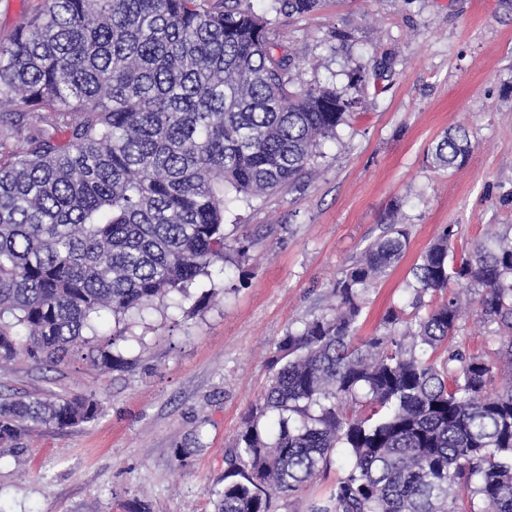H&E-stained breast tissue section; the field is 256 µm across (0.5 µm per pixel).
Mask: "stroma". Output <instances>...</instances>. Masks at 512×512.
Wrapping results in <instances>:
<instances>
[{"mask_svg": "<svg viewBox=\"0 0 512 512\" xmlns=\"http://www.w3.org/2000/svg\"><path fill=\"white\" fill-rule=\"evenodd\" d=\"M271 38L295 58V83L342 91L362 73L347 125L323 146L312 179L230 205L228 241L257 234L262 244L236 258L219 291L204 278L190 300L146 312L135 328L143 342L115 346L136 359L133 371L102 373L79 358L0 370L1 393L91 395L103 406L93 422L30 432L22 455L0 456V512H125L136 497L150 512H213L224 452L268 384V349L325 313L336 280L386 224L407 225L409 244L364 295L363 337L406 305L409 270L443 226L458 225L469 246L487 225L512 224V7L319 0L274 15ZM456 126L472 152L459 168H435L430 149ZM502 343L472 320L453 339L493 364L496 387L512 377ZM184 446L180 464L174 451ZM349 463L337 449L326 476L289 497L288 512H309Z\"/></svg>", "mask_w": 512, "mask_h": 512, "instance_id": "obj_1", "label": "stroma"}]
</instances>
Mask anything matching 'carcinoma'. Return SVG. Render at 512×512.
<instances>
[{"instance_id": "1", "label": "carcinoma", "mask_w": 512, "mask_h": 512, "mask_svg": "<svg viewBox=\"0 0 512 512\" xmlns=\"http://www.w3.org/2000/svg\"><path fill=\"white\" fill-rule=\"evenodd\" d=\"M44 0L0 43V364L102 372L136 360L98 339L136 337L135 317L233 255L224 214L310 175L355 101L320 82L294 86L272 19L249 0ZM319 0H274L305 13ZM458 127L432 147L436 168L465 163ZM442 227L411 268L406 311L358 339L363 295L401 260L389 224L336 281V304L278 341L270 376L226 455L214 512H277L319 479L336 448L350 465L311 512H512V378L452 344L473 316L508 335L512 225L456 254ZM456 287H450V284ZM446 292L438 303L425 300ZM90 396L0 395V455L29 429L65 430L101 413Z\"/></svg>"}]
</instances>
